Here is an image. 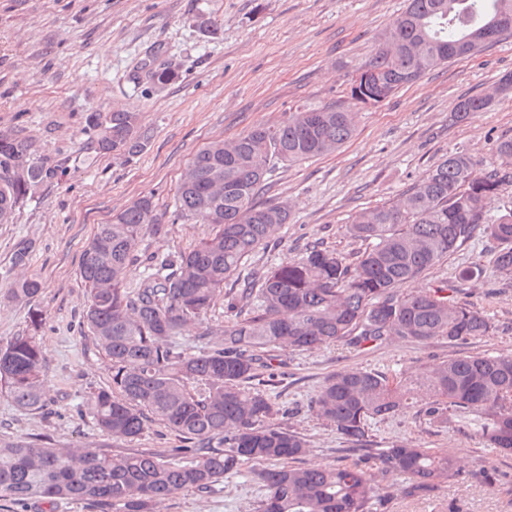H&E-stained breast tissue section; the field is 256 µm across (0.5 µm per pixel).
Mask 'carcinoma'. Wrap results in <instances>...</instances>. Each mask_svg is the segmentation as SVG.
Wrapping results in <instances>:
<instances>
[{"label":"carcinoma","instance_id":"obj_1","mask_svg":"<svg viewBox=\"0 0 512 512\" xmlns=\"http://www.w3.org/2000/svg\"><path fill=\"white\" fill-rule=\"evenodd\" d=\"M506 10L512 11V0H408L366 62L383 83L365 95L377 105L425 72L482 51L490 44L485 31ZM179 70L177 58L160 48L141 66L157 91ZM511 77L499 79L496 97L460 100L453 117L463 121L512 95ZM352 105L291 107L276 124L201 148L181 177L175 205L176 216L211 226L190 250L139 258L143 230L159 223L148 195L99 225L83 250L85 321L112 361V383L122 393L119 399L107 389L94 395L95 425L107 438H134L153 418L193 443L184 449L191 460L0 439L1 500L66 499L86 501L100 512H151L159 500L211 488L247 460L262 466L265 494L255 512H368L370 500L380 496V476H405V494L415 496L459 475L452 457L400 445L378 454L375 473L357 464L279 467V461L305 455L306 441L274 426V405L246 386L278 349L377 347L395 340L466 344L493 331L484 315L456 300L447 283L417 291L403 285L477 232L498 245L499 271L512 274V208L494 219L486 210L491 197L512 186V137L495 142L497 167L481 169L458 149L396 201L358 212L346 230L364 248L351 257L317 244L261 274L240 276L243 261L266 248L290 219L287 203L260 200L267 175L279 164L338 150L355 131ZM84 131L98 152L126 159L150 142L135 112H91ZM58 167L51 156L37 154L32 139L1 132L0 224ZM137 264L143 271L131 283L127 273ZM230 279L239 287L224 289ZM41 289V281L30 277L14 281L10 294L27 301ZM221 296L233 316L224 334L201 333L195 352L179 347L176 338L202 322ZM44 363L33 334L0 346V384L18 408L43 407ZM419 393L431 398L419 410L424 420L445 425L473 416L488 447L512 454V353L465 354L393 380L364 369L340 370L320 387L313 410L337 434L362 443L371 421L406 411Z\"/></svg>","mask_w":512,"mask_h":512}]
</instances>
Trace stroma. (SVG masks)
<instances>
[{
  "instance_id": "35a3bbf8",
  "label": "stroma",
  "mask_w": 512,
  "mask_h": 512,
  "mask_svg": "<svg viewBox=\"0 0 512 512\" xmlns=\"http://www.w3.org/2000/svg\"><path fill=\"white\" fill-rule=\"evenodd\" d=\"M404 7L405 0H0V130L32 138L40 153L61 162L0 224V345L25 332L36 309L46 359L45 408L21 410L0 391V438L50 448L102 441L89 407L94 392L111 388L112 368L84 322L88 292L80 276L81 254L98 225L149 195L161 227L144 230L138 252L163 257L192 248L209 227L176 218L174 201L193 155L211 141L275 123L291 107L345 100L353 72ZM200 8L210 12L216 33L195 26ZM158 44L182 67L157 92L136 74ZM506 72H512V38L427 72L379 106L359 108L352 138L336 152L276 168L264 198L287 202L291 217L244 269L300 257L316 243L344 256L358 250L346 232L352 217L396 200L454 149L466 150L481 167L498 164L493 146L512 137V96L461 122L451 114L460 99L486 92ZM113 108L138 113L151 134L133 159L98 154L83 131L87 113ZM23 243L29 260L17 267L14 252ZM474 264L482 276L459 280V271ZM23 276L43 283L28 302L9 293ZM440 281L489 318L494 333L465 345L439 339L364 350H279L250 385L281 409L278 426L307 439L301 465L357 463L399 443L456 459L459 476L421 497H405L402 477L383 479L389 497L372 503L370 512H512V454L489 448L476 421L440 427L411 411L372 421L371 440L360 449L310 410L325 379L342 369L392 378L460 354L512 351V276L497 271L485 237L472 238L412 286ZM107 443L116 454H172L190 445L158 421L147 422L136 438ZM485 470L493 484L480 481ZM256 472L242 463L210 490L170 496L152 512H252L263 494Z\"/></svg>"
}]
</instances>
